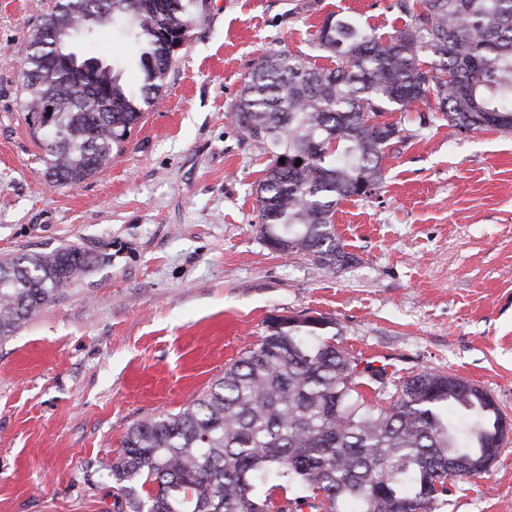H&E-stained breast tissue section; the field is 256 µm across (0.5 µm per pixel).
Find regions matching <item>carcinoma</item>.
<instances>
[{
  "instance_id": "carcinoma-1",
  "label": "carcinoma",
  "mask_w": 512,
  "mask_h": 512,
  "mask_svg": "<svg viewBox=\"0 0 512 512\" xmlns=\"http://www.w3.org/2000/svg\"><path fill=\"white\" fill-rule=\"evenodd\" d=\"M207 0H54L27 42L21 106L48 102L56 136L39 140L45 175L71 187L121 151L144 108L161 94L176 43L203 21ZM410 23L384 39L353 15L329 14L318 46L333 68L274 51L258 62L231 119L269 156L256 188L261 234L283 253L337 264L347 255L333 218L350 197L382 183L381 160L402 141L376 118L436 103L460 132H512V0H397ZM128 22L142 41L136 85L102 64L57 61L68 34ZM98 108L86 111L87 98ZM284 163H279V160ZM100 255L77 246L0 261V341L75 284ZM334 322L272 316L266 334L203 394L176 413L130 426L102 463L127 512H431L436 485L481 475L500 451L503 416L479 386L421 371L388 405L369 403L362 375L385 368L326 338ZM301 494L276 505L274 494Z\"/></svg>"
}]
</instances>
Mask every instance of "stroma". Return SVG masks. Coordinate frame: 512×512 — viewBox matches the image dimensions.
<instances>
[{
    "label": "stroma",
    "instance_id": "1",
    "mask_svg": "<svg viewBox=\"0 0 512 512\" xmlns=\"http://www.w3.org/2000/svg\"><path fill=\"white\" fill-rule=\"evenodd\" d=\"M393 0H209L162 95L102 172L75 187L44 176L20 106L25 46L53 0H0V260L64 245L102 260L0 342V512H117L100 461L126 429L186 407L258 343L271 316H325L337 343L385 367L386 402L420 371L487 391L512 421V132H459L421 107L375 194L342 201L341 266L281 255L260 232L268 163L229 113L258 59L281 50L328 67L332 12L389 37ZM89 55L125 67L113 29ZM433 512H512V434L488 473L452 479Z\"/></svg>",
    "mask_w": 512,
    "mask_h": 512
}]
</instances>
